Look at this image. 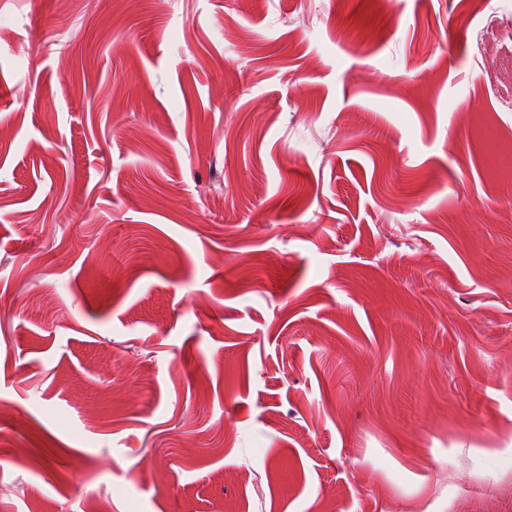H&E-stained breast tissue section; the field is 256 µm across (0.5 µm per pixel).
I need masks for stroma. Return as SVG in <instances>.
I'll return each instance as SVG.
<instances>
[{"label": "stroma", "instance_id": "stroma-1", "mask_svg": "<svg viewBox=\"0 0 512 512\" xmlns=\"http://www.w3.org/2000/svg\"><path fill=\"white\" fill-rule=\"evenodd\" d=\"M511 455L512 0H0V512H512Z\"/></svg>", "mask_w": 512, "mask_h": 512}]
</instances>
